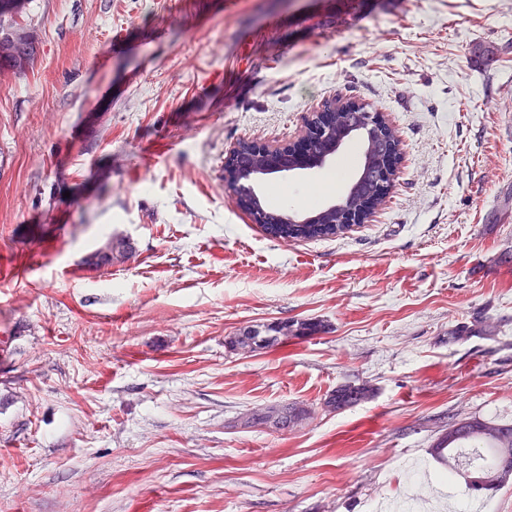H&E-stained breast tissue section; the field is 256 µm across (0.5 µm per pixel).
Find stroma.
<instances>
[{
    "instance_id": "1",
    "label": "stroma",
    "mask_w": 512,
    "mask_h": 512,
    "mask_svg": "<svg viewBox=\"0 0 512 512\" xmlns=\"http://www.w3.org/2000/svg\"><path fill=\"white\" fill-rule=\"evenodd\" d=\"M18 22L38 54L0 72V512H512V483L467 493L430 455L449 422L512 421V0H28ZM335 98L389 118L394 185L336 238H270L224 158ZM358 161L254 189L276 205ZM296 320L323 330L225 346ZM348 383L374 394L326 407ZM278 403L311 415L233 427ZM291 327L293 329L288 328L284 329L288 331L287 333H283L280 330L272 327V325H267L264 330H260L258 328H252V327H246L243 329V333H245V336L237 334L236 336H231L227 342L226 346L229 349L230 352L234 354H250L255 351V345L253 341L248 338L247 336H251L254 340L257 348H266L269 346L274 345L279 340L285 339L287 340L290 337H300V336H311L312 332H317L318 328L320 331L322 330L321 324H314V322H293ZM295 330L296 332H292ZM319 331V332H320ZM270 333H273L275 336H268Z\"/></svg>"
}]
</instances>
